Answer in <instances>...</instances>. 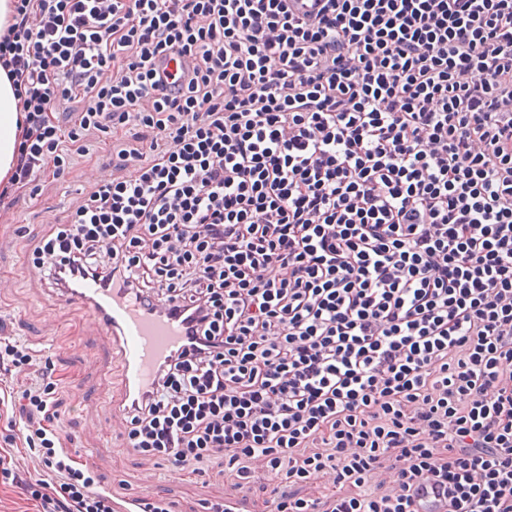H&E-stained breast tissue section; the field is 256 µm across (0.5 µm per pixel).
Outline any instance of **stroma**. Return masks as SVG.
<instances>
[{"instance_id":"1","label":"stroma","mask_w":512,"mask_h":512,"mask_svg":"<svg viewBox=\"0 0 512 512\" xmlns=\"http://www.w3.org/2000/svg\"><path fill=\"white\" fill-rule=\"evenodd\" d=\"M128 145L121 132L109 142H93L87 155L74 157L63 177L43 179L37 197L20 194L0 221V279L8 283L0 290V334L53 362L61 380L62 443L78 462L97 471L115 502L148 493L174 501L177 512H202L206 501L231 494L232 477L213 472L174 475L167 465L129 453L121 431L108 427L112 397L120 390L111 339L97 328L89 307L29 287L33 269L26 241H38L52 225L68 223L71 201L93 180L122 176V169L112 164V154ZM49 320L57 325L52 336L44 330ZM148 471L155 480L146 488L142 478Z\"/></svg>"}]
</instances>
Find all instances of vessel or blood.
<instances>
[{
  "instance_id": "vessel-or-blood-1",
  "label": "vessel or blood",
  "mask_w": 512,
  "mask_h": 512,
  "mask_svg": "<svg viewBox=\"0 0 512 512\" xmlns=\"http://www.w3.org/2000/svg\"><path fill=\"white\" fill-rule=\"evenodd\" d=\"M70 301L92 307L96 323L111 336L120 357L121 393L115 399L111 426L123 429V407L146 386L157 363L178 343L181 334L175 323L152 315L117 289L86 284L72 292Z\"/></svg>"
}]
</instances>
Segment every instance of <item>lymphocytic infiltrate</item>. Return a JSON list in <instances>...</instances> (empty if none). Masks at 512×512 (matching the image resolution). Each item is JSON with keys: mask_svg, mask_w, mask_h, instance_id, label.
Instances as JSON below:
<instances>
[{"mask_svg": "<svg viewBox=\"0 0 512 512\" xmlns=\"http://www.w3.org/2000/svg\"><path fill=\"white\" fill-rule=\"evenodd\" d=\"M13 2L0 214L88 133L136 143L29 253L41 287L168 304L183 339L125 410L130 451L245 494L262 462L268 512H415L426 481L448 512H512V0ZM175 52L195 67L168 83ZM40 361L0 336L41 466L0 481L119 512L61 444L54 369L16 383ZM320 473L355 494L290 492ZM16 97L7 71L0 67V184H6L15 160L16 147L20 142L24 112Z\"/></svg>", "mask_w": 512, "mask_h": 512, "instance_id": "obj_1", "label": "lymphocytic infiltrate"}]
</instances>
